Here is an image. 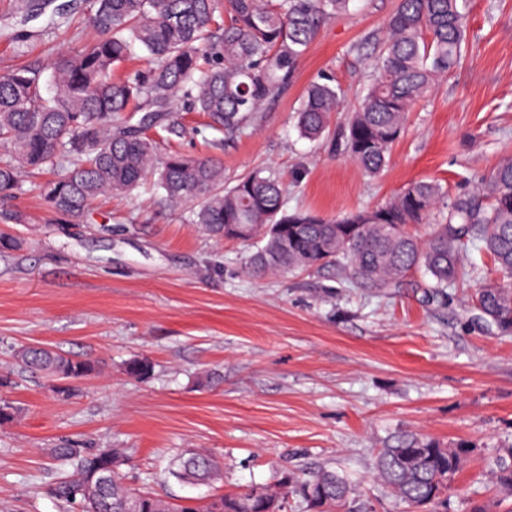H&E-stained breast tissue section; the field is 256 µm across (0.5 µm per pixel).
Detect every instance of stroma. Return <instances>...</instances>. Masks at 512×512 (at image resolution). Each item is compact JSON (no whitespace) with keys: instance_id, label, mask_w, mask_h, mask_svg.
I'll return each instance as SVG.
<instances>
[{"instance_id":"35a3bbf8","label":"stroma","mask_w":512,"mask_h":512,"mask_svg":"<svg viewBox=\"0 0 512 512\" xmlns=\"http://www.w3.org/2000/svg\"><path fill=\"white\" fill-rule=\"evenodd\" d=\"M396 0H355L311 43L292 84L266 102L256 129L234 139L206 130L179 139L189 155L224 165L225 181L270 167L287 207L333 217L387 201L402 186L437 179L470 191L472 172L512 155V0H468L463 62L410 113L386 170L363 175L328 142L299 136L294 114L307 86L343 91L335 127L358 104ZM92 0H52L25 19L0 0V73L90 31ZM39 175H24L0 222L18 241L0 253V402L22 410L0 425V512H62L47 494L61 472L47 454L60 441L117 448L127 483L180 503L229 495L278 471L326 468L358 486L374 512H408L370 477L378 448L412 431L472 454L452 482L446 512H512L487 470L512 442V334L471 304L475 285L428 300L421 274L384 292L352 288L323 271L256 277L248 247L215 241L160 200L151 183L105 196L87 222L45 207ZM40 345L98 361L79 396L57 401L50 380L18 370L14 353ZM153 370L131 378L127 363ZM201 448L222 463L210 485L166 475L170 460Z\"/></svg>"}]
</instances>
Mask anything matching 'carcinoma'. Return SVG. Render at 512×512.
Listing matches in <instances>:
<instances>
[{"label":"carcinoma","instance_id":"carcinoma-1","mask_svg":"<svg viewBox=\"0 0 512 512\" xmlns=\"http://www.w3.org/2000/svg\"><path fill=\"white\" fill-rule=\"evenodd\" d=\"M354 0H93L90 23L98 36L51 61L26 62L0 74V144L12 161L0 164V196L8 198L24 172L67 158L69 171L45 182L49 207L79 223L105 195H125L147 179L160 198L184 207L192 224L213 239L253 247L250 274L287 275L339 270L355 288H400L414 271L430 277L427 294L442 297L465 281L462 250L469 244L494 261L498 279L475 289L481 316L512 331V155L475 175L472 191L453 198L434 180L409 183L386 203L326 219L286 209L278 174L254 170L224 183V165L184 155L170 144L187 132L183 113L226 136L254 129L261 106L291 82L299 61L332 18ZM466 0H398L359 105L342 131L343 150L368 176L388 166L410 112L454 73L467 37ZM140 56L148 63L121 77L115 71ZM341 88L313 82L305 90L296 128L317 142L339 110ZM425 224L428 232L409 230ZM16 364L57 382L67 400L99 366L41 346L22 347ZM146 358L127 373L144 379ZM474 447H447L404 433L377 450L374 478L414 512L447 505L448 489ZM69 469L47 493L77 512H345L355 486L334 470L288 471L273 484L254 483L234 495L179 508L122 480L123 456L114 448L66 441L48 449ZM223 473L217 458L187 450L169 474L186 482ZM497 492L512 497V443L492 469Z\"/></svg>","mask_w":512,"mask_h":512}]
</instances>
